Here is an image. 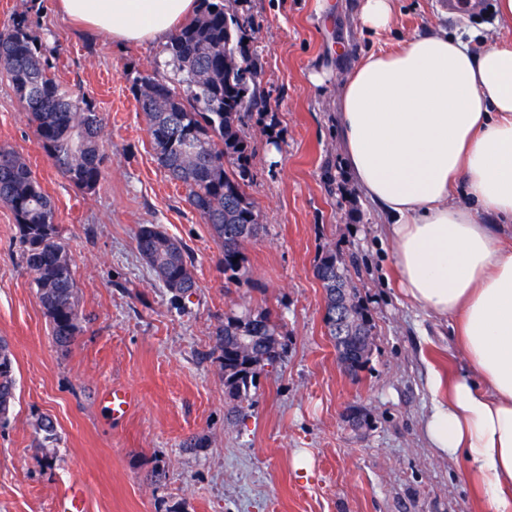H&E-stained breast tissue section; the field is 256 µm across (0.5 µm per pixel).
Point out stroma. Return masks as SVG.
I'll list each match as a JSON object with an SVG mask.
<instances>
[{"mask_svg":"<svg viewBox=\"0 0 512 512\" xmlns=\"http://www.w3.org/2000/svg\"><path fill=\"white\" fill-rule=\"evenodd\" d=\"M32 2V34L57 46L60 84L95 105L108 159L94 192L74 187L0 74V146L25 157L54 205L84 318L68 348L54 343L20 259L14 215L0 204V339L16 378L12 415L0 428V512H57L74 482L88 512H488L462 466L428 445L429 370L452 379L469 368L451 321L398 290L387 219L341 153L336 80L364 55L433 28L485 33L496 0H480L464 19L448 0H395L393 25L379 34L362 25L360 0H244L265 100L245 127L254 152L247 192L266 229L246 247V277L232 284L220 241L157 165L131 92L143 77L173 81L163 43L85 32L53 0H0V27ZM142 224L160 225L193 251L197 288L185 308L171 305L139 258ZM328 246L355 257L354 280L375 323L371 356L355 376L336 359L314 275ZM243 304L281 317L287 347L237 405L213 332ZM114 385L137 395L119 421L100 401ZM41 417L56 427L51 461L36 430ZM195 435L205 447L187 448ZM302 450L312 459L306 469L293 464ZM157 468L164 477H154Z\"/></svg>","mask_w":512,"mask_h":512,"instance_id":"obj_1","label":"stroma"}]
</instances>
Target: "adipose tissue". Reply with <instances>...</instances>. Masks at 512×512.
<instances>
[{
  "label": "adipose tissue",
  "instance_id": "obj_1",
  "mask_svg": "<svg viewBox=\"0 0 512 512\" xmlns=\"http://www.w3.org/2000/svg\"><path fill=\"white\" fill-rule=\"evenodd\" d=\"M196 0H56L65 18L113 41H167ZM480 51L436 29L372 52L340 83L341 146L352 179L384 214L401 291L455 322L472 377L430 373L424 431L459 460L490 512H512V40ZM464 185L469 205L454 204Z\"/></svg>",
  "mask_w": 512,
  "mask_h": 512
}]
</instances>
